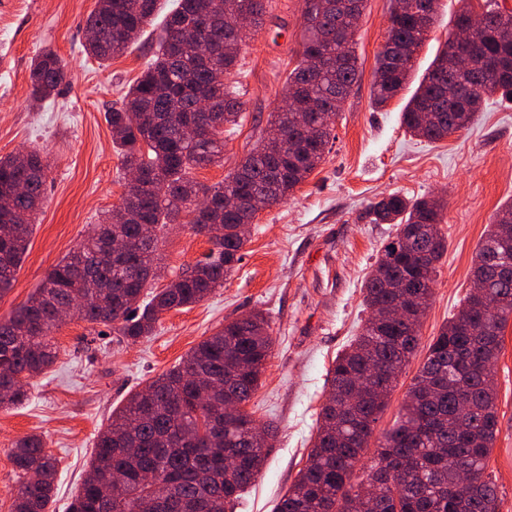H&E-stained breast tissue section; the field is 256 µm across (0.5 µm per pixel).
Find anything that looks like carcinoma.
Returning <instances> with one entry per match:
<instances>
[{"mask_svg":"<svg viewBox=\"0 0 512 512\" xmlns=\"http://www.w3.org/2000/svg\"><path fill=\"white\" fill-rule=\"evenodd\" d=\"M159 0H98L87 18L94 36L86 51L100 62L136 43ZM305 0L301 60L288 74L296 107L270 113L264 138L224 182L208 187L193 171L224 160V126L239 123L243 103L224 86L246 45L224 18L228 6L262 26L266 0H174L148 67L122 105L107 113L112 143L139 177L97 232L64 257L12 316L0 320V408L28 400L27 380L58 357L50 339L55 312L76 298V317L135 342L151 335L160 314L202 301L242 261L239 226L283 200L324 159L333 119L359 77L353 45L365 0ZM439 0H409L393 10L377 56L373 102L382 107L407 83L416 55L436 22ZM455 28L470 29L469 68L458 71L460 47L449 36L402 113L411 135L442 140L466 127L485 94L512 96V11L491 9L475 21L463 12ZM214 53L203 59L197 45ZM66 73L59 57L43 51L31 70L32 96L59 93ZM49 163L36 150L0 157V297L14 286L33 219L42 205ZM232 196L236 207L224 200ZM194 206L191 229L213 248L179 276L172 288L144 294L156 277L159 233ZM377 224H395L378 274L364 284L369 317L363 332L337 357L331 395L302 468L276 512H499L486 461L498 431L490 365L502 349L512 318V202L501 206L475 256L473 279L484 297L467 294L442 327L403 399L394 426L379 441L365 479L377 491L358 498L352 479L399 375L419 345L420 320L430 305L436 264L448 248L439 228L441 205L431 198L390 195L371 204ZM126 250L113 254L114 240ZM406 318L392 315L397 306ZM272 339L265 320L227 321L173 370L133 392L112 411L99 434L87 478L69 512H226L259 475L265 437L245 405L257 389ZM12 463L26 481L12 512H48L56 459L40 437L13 444Z\"/></svg>","mask_w":512,"mask_h":512,"instance_id":"obj_1","label":"carcinoma"}]
</instances>
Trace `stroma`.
Instances as JSON below:
<instances>
[{
  "label": "stroma",
  "instance_id": "obj_1",
  "mask_svg": "<svg viewBox=\"0 0 512 512\" xmlns=\"http://www.w3.org/2000/svg\"><path fill=\"white\" fill-rule=\"evenodd\" d=\"M512 10V0H440L439 14L415 61L412 77L385 107L373 104L377 55L393 0H367L358 21L355 53L360 77L338 112L335 140L321 164L295 193L259 213L248 228L243 259L223 287L204 300L164 312L151 336L118 340L111 327L77 318L52 331L55 364L31 379L29 401L0 411V512H11L20 477L9 450L40 435L57 460L52 512H67L88 468L98 433L113 409L146 382L178 366L224 322L257 312L273 340L260 384L246 404L258 424L276 435L264 450L256 481L233 512H274L308 458L316 422L329 393L337 355L368 317L363 283L395 236L390 224L372 223L371 202L396 193L439 199L440 228L448 249L437 264L419 346L398 377L360 464L370 466L378 439L389 429L428 346L458 313L471 289L476 251L498 209L512 201V99L487 95L475 121L431 142L411 136L401 114L447 41L463 11L478 16L489 4ZM97 0H0V156L37 150L50 169L46 198L13 289L0 297V319L39 288L47 273L76 249L124 194V166L106 121L147 66L158 26L140 42L102 64L84 51L85 22ZM263 27L251 31L226 82L243 103L238 126L224 129V161L196 170L205 186L222 183L264 136L270 112L284 103L285 82L301 59L304 0H267ZM63 61L67 81L46 101L31 94L30 68L42 50ZM182 211L159 242L165 287L211 247ZM498 432L487 460L499 512H512V321L494 367Z\"/></svg>",
  "mask_w": 512,
  "mask_h": 512
}]
</instances>
